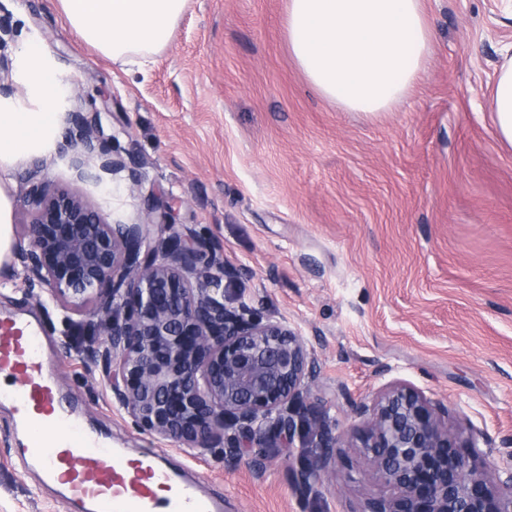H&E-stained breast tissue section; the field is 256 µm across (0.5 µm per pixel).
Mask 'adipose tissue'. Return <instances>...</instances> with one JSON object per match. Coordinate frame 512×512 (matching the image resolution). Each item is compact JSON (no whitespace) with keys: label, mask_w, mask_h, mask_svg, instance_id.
<instances>
[{"label":"adipose tissue","mask_w":512,"mask_h":512,"mask_svg":"<svg viewBox=\"0 0 512 512\" xmlns=\"http://www.w3.org/2000/svg\"><path fill=\"white\" fill-rule=\"evenodd\" d=\"M71 30L112 58L146 57L169 42L185 0H59ZM288 53L325 99L350 112L391 110L423 80L433 31L425 0H288ZM38 110L0 104V170L48 151L59 137L57 80L35 43L21 51ZM501 143L512 148V55L492 91Z\"/></svg>","instance_id":"adipose-tissue-1"}]
</instances>
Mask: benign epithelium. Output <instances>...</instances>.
I'll list each match as a JSON object with an SVG mask.
<instances>
[{"label": "benign epithelium", "mask_w": 512, "mask_h": 512, "mask_svg": "<svg viewBox=\"0 0 512 512\" xmlns=\"http://www.w3.org/2000/svg\"><path fill=\"white\" fill-rule=\"evenodd\" d=\"M71 167L78 182L138 174L97 135L93 119L71 113ZM29 248L18 255L24 281L52 301L90 316L101 337L90 356L100 362L112 408L161 443L201 457L233 426L229 448L265 452L311 434L324 448L296 472L309 490L331 470L344 438L307 416L311 359L288 322L226 302L224 257L191 228L109 221L80 194L42 178L31 186ZM359 448L389 495L366 512H512L510 465L495 480L456 450L459 429L437 406L405 385L372 403L353 401Z\"/></svg>", "instance_id": "1"}]
</instances>
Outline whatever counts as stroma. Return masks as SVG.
<instances>
[{"instance_id": "1", "label": "stroma", "mask_w": 512, "mask_h": 512, "mask_svg": "<svg viewBox=\"0 0 512 512\" xmlns=\"http://www.w3.org/2000/svg\"><path fill=\"white\" fill-rule=\"evenodd\" d=\"M434 39L425 79L390 111L347 112L297 69L287 0H186L168 45L146 64L82 42L58 0H0V83L27 104L20 52L40 44L56 109L93 115L113 153L135 159L100 185L76 182L63 142L0 175L14 200L16 249L29 245V175L42 170L111 218L151 216L223 249L224 296L283 318L312 352L309 413L333 432L350 401L404 384L448 412L472 462L498 463L512 440V150L491 112L512 49V0H427ZM18 261L0 269V315L37 316L61 394L126 460L149 451L224 512H362L383 494L355 448L333 451L328 486L299 492L314 443L279 442L273 458L223 441L205 457L157 443L110 409L86 358L87 318L43 288L26 292ZM71 351L59 346L62 336ZM19 419L0 403V512H66L60 488L18 455Z\"/></svg>"}]
</instances>
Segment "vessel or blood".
I'll return each instance as SVG.
<instances>
[{
    "instance_id": "obj_1",
    "label": "vessel or blood",
    "mask_w": 512,
    "mask_h": 512,
    "mask_svg": "<svg viewBox=\"0 0 512 512\" xmlns=\"http://www.w3.org/2000/svg\"><path fill=\"white\" fill-rule=\"evenodd\" d=\"M38 323L0 316V400L13 403L29 428L26 453L46 480L64 484L71 512H223L221 500L199 495L156 459L124 461L67 405L48 373ZM165 497H158V490Z\"/></svg>"
}]
</instances>
